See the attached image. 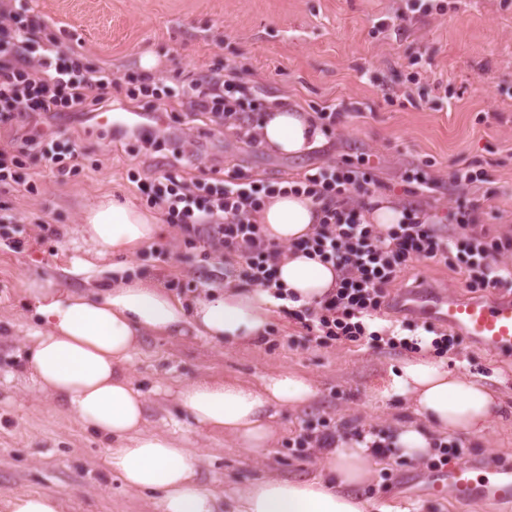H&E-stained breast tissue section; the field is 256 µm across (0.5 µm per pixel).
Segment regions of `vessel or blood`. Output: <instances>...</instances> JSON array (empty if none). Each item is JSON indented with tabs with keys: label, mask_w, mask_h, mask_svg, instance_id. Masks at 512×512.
I'll list each match as a JSON object with an SVG mask.
<instances>
[{
	"label": "vessel or blood",
	"mask_w": 512,
	"mask_h": 512,
	"mask_svg": "<svg viewBox=\"0 0 512 512\" xmlns=\"http://www.w3.org/2000/svg\"><path fill=\"white\" fill-rule=\"evenodd\" d=\"M405 301L408 311L458 331L490 354L512 355V296L464 297L417 288ZM429 485L433 494L449 490L463 502L512 501V466L484 473L478 462L462 459L434 470Z\"/></svg>",
	"instance_id": "b4317fda"
}]
</instances>
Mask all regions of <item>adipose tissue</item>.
Here are the masks:
<instances>
[{"mask_svg": "<svg viewBox=\"0 0 512 512\" xmlns=\"http://www.w3.org/2000/svg\"><path fill=\"white\" fill-rule=\"evenodd\" d=\"M260 138L271 152L287 156L307 153L325 140L311 116L285 107L263 116ZM257 220L272 242L289 245L317 224V207L303 196L278 195ZM160 231L154 216L113 197L88 208L81 226L95 255L123 259ZM277 278L302 306L315 304L336 284L331 265L301 252L281 261ZM24 297L41 325L28 356L32 378L41 390L62 398L83 425L114 439L106 456L109 471L131 492L159 494L162 512H218L220 499L199 481L195 455L169 436L147 431L145 399L126 367L147 333L189 332L228 345L258 341L276 305L270 293L211 285L199 296L184 298L150 280L77 292L33 279ZM315 394L310 379L282 373L257 388L231 379L197 380L179 389L177 401L198 427L234 435L258 452L272 437V409L303 405ZM395 395L410 397L424 421L402 428L395 438L401 454L413 459L428 450L430 431L481 433L495 406L479 381L425 358L402 362L378 397L385 401ZM324 455L322 474L305 480L260 478L237 488L231 495L234 512H388L352 493L367 482L378 461L371 449L343 444L325 449Z\"/></svg>", "mask_w": 512, "mask_h": 512, "instance_id": "obj_1", "label": "adipose tissue"}]
</instances>
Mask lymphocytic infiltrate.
<instances>
[{
  "label": "lymphocytic infiltrate",
  "mask_w": 512,
  "mask_h": 512,
  "mask_svg": "<svg viewBox=\"0 0 512 512\" xmlns=\"http://www.w3.org/2000/svg\"><path fill=\"white\" fill-rule=\"evenodd\" d=\"M10 17V10L0 6V125L20 133L23 147L40 152L58 177L69 176L82 165L80 153L73 148L55 151L41 130L60 125L66 113H84L93 91L112 87V74L86 68L79 59L60 55L52 46L37 68L20 71L17 62L27 38L5 28ZM239 90L229 69L203 76L191 91L172 89L168 95L187 99L190 117H205L254 146L260 142L259 133ZM184 161L183 152L174 151L161 173L141 185L148 206L162 210L167 223L210 252L234 253L246 283L280 300V312L297 320L318 344L384 342L414 353L430 348L439 357L452 350L456 338L444 332L429 339L402 337L389 326L371 327L388 305L389 287L420 259L462 272L470 290L494 288L512 294V267L498 261L499 256L512 253V235L494 236L481 228L475 203L456 206L452 233L411 206L404 207L401 223L380 232L364 215L363 196L380 185L368 161L317 166L289 181L288 187L312 198L319 207V221L310 234L285 251L263 237L257 221L265 198L276 191V182L242 183L234 174L222 180L189 177ZM290 251L314 255L336 270L335 287L315 306L289 307V295L277 283L278 265Z\"/></svg>",
  "instance_id": "1"
}]
</instances>
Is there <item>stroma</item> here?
Instances as JSON below:
<instances>
[{
  "mask_svg": "<svg viewBox=\"0 0 512 512\" xmlns=\"http://www.w3.org/2000/svg\"><path fill=\"white\" fill-rule=\"evenodd\" d=\"M9 28L45 19L63 51L78 52L92 68H105L123 89L150 74L156 97L209 72L233 68L251 88L258 108L282 105L306 112L333 106L341 117L321 147L281 156L250 148L207 119L186 118L183 108L161 105L173 138L157 159L183 150L199 170L214 161L250 178H295L306 170L367 154L383 183L377 194L403 207L414 204L445 220L461 198L479 206L491 234H512V0H11ZM152 56L151 71L140 61ZM59 146L75 140L82 169L56 180L44 159L27 160L20 174L36 182L0 193V216L25 224L26 245L0 246V496L56 493L63 512H162L154 494L128 491L106 466L109 438L82 426L59 398L38 388L25 366L38 326L23 304L31 278L78 291L111 279L112 257L95 270L75 268L87 245L80 228L85 210L120 195L145 206L131 174H146L135 140L113 141L95 122L67 124ZM425 163L436 178L433 193L411 192L401 175ZM483 168L491 182L458 185L453 174ZM56 229L41 239L40 224ZM128 271L153 278L189 297L209 285L238 283L231 257L204 255L173 225L127 259ZM467 293L464 276L422 259L391 288L392 296L417 286ZM409 351L384 344L323 346L295 320L272 312L265 340L228 347L186 335L141 338L130 367L144 395L148 429L169 434L199 458L198 478L224 493L264 478L303 480L320 470L319 449L292 445L307 423L332 420L347 436L376 430L391 434L417 422L411 401L375 393ZM444 362L449 371L484 384L496 411L483 433L460 434L466 457L484 469L512 466V361L498 359L467 338ZM282 372L311 378L317 393L308 404L273 412V437L262 454L233 437L197 428L175 394L198 379H236L257 385ZM426 457H382L356 496L413 512H489L450 494L433 495Z\"/></svg>",
  "mask_w": 512,
  "mask_h": 512,
  "instance_id": "35a3bbf8",
  "label": "stroma"
}]
</instances>
